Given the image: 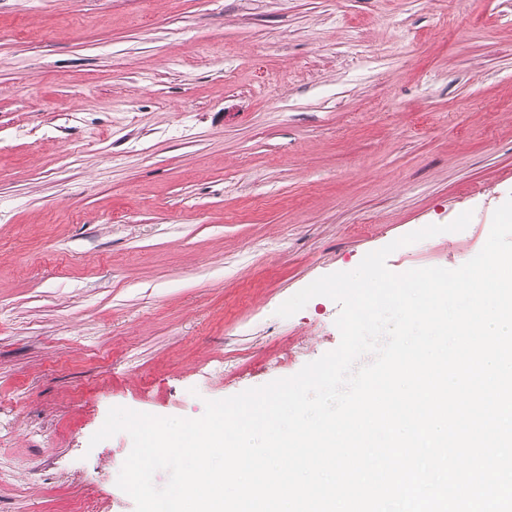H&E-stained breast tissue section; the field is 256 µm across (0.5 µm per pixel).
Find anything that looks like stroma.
Listing matches in <instances>:
<instances>
[{
	"instance_id": "1",
	"label": "stroma",
	"mask_w": 512,
	"mask_h": 512,
	"mask_svg": "<svg viewBox=\"0 0 512 512\" xmlns=\"http://www.w3.org/2000/svg\"><path fill=\"white\" fill-rule=\"evenodd\" d=\"M512 196V0H0V512H135L111 407L200 417L340 343L280 305Z\"/></svg>"
}]
</instances>
